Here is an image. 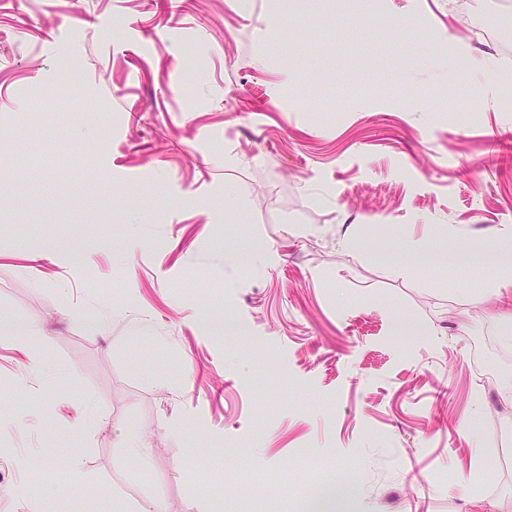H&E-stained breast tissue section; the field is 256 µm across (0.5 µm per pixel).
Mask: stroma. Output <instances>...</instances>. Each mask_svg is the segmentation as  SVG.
<instances>
[{"label": "stroma", "instance_id": "35a3bbf8", "mask_svg": "<svg viewBox=\"0 0 512 512\" xmlns=\"http://www.w3.org/2000/svg\"><path fill=\"white\" fill-rule=\"evenodd\" d=\"M357 8L0 0V512H512V274L359 247L512 238V0Z\"/></svg>", "mask_w": 512, "mask_h": 512}]
</instances>
